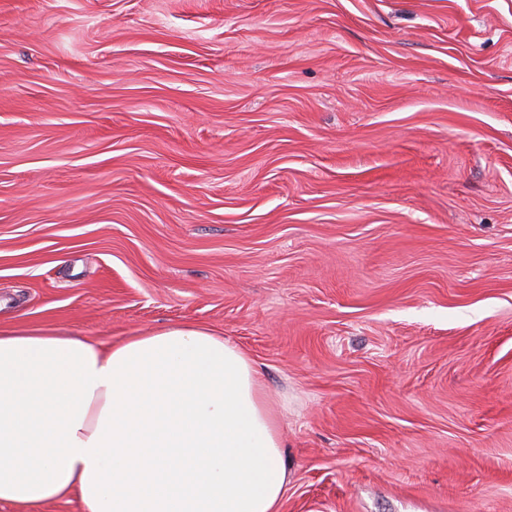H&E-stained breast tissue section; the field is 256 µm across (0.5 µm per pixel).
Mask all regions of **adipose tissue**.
I'll return each mask as SVG.
<instances>
[{"label":"adipose tissue","mask_w":512,"mask_h":512,"mask_svg":"<svg viewBox=\"0 0 512 512\" xmlns=\"http://www.w3.org/2000/svg\"><path fill=\"white\" fill-rule=\"evenodd\" d=\"M276 411L202 326L111 345L0 327V503L82 512H280Z\"/></svg>","instance_id":"1"}]
</instances>
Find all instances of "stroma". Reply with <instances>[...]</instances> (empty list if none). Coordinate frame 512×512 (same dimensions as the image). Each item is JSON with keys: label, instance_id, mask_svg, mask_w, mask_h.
I'll list each match as a JSON object with an SVG mask.
<instances>
[{"label": "stroma", "instance_id": "stroma-1", "mask_svg": "<svg viewBox=\"0 0 512 512\" xmlns=\"http://www.w3.org/2000/svg\"><path fill=\"white\" fill-rule=\"evenodd\" d=\"M180 324L281 512H512V0H0V325Z\"/></svg>", "mask_w": 512, "mask_h": 512}]
</instances>
